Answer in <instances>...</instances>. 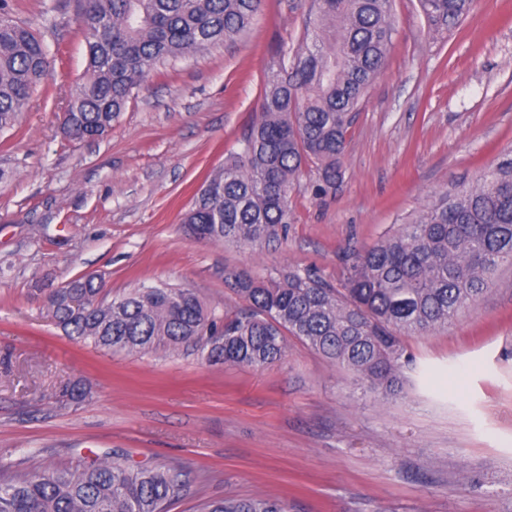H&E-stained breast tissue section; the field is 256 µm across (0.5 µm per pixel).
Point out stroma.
Here are the masks:
<instances>
[{
	"label": "stroma",
	"mask_w": 512,
	"mask_h": 512,
	"mask_svg": "<svg viewBox=\"0 0 512 512\" xmlns=\"http://www.w3.org/2000/svg\"><path fill=\"white\" fill-rule=\"evenodd\" d=\"M57 54L13 129L0 132V456L71 466L107 451L180 467L166 512L256 495L290 512H512V267L474 306L405 342L421 370L397 396L296 339L264 368L179 350L128 355L73 340L50 292L92 275L104 298L191 289L237 306L225 279L312 269L370 247L435 197L512 155V0H475L433 35L419 0H394L395 35L348 135L335 191L315 167L290 191L288 235L261 251L188 238L180 224L205 177L255 119L260 78L310 0H265L242 36L157 65L102 138L68 140L61 120L87 66L78 0H16ZM85 384L80 405L55 394Z\"/></svg>",
	"instance_id": "obj_1"
}]
</instances>
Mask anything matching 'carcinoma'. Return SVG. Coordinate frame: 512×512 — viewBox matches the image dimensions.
I'll list each match as a JSON object with an SVG mask.
<instances>
[{
	"label": "carcinoma",
	"instance_id": "carcinoma-1",
	"mask_svg": "<svg viewBox=\"0 0 512 512\" xmlns=\"http://www.w3.org/2000/svg\"><path fill=\"white\" fill-rule=\"evenodd\" d=\"M393 0H312L298 33L278 40L264 71L260 113L224 167L205 181L181 224L192 237L261 249L280 241L288 193L316 166L314 194L336 190L347 134L395 33ZM432 32L460 26L473 0H419ZM264 0H81L87 68L65 110L64 134L105 135L161 60L245 32ZM0 0V131L16 126L51 74L44 41ZM512 266V157L473 185L442 194L362 253L344 259L335 287L309 269L232 274L242 305L218 317L189 289L138 288L111 300L79 276L48 305L66 334L128 354L192 348L212 363L264 367L286 357L288 338L393 396L414 360L404 342L472 307ZM182 470L106 457L72 467L17 469L0 458V512H165ZM199 512H288L276 497L209 499Z\"/></svg>",
	"mask_w": 512,
	"mask_h": 512
}]
</instances>
